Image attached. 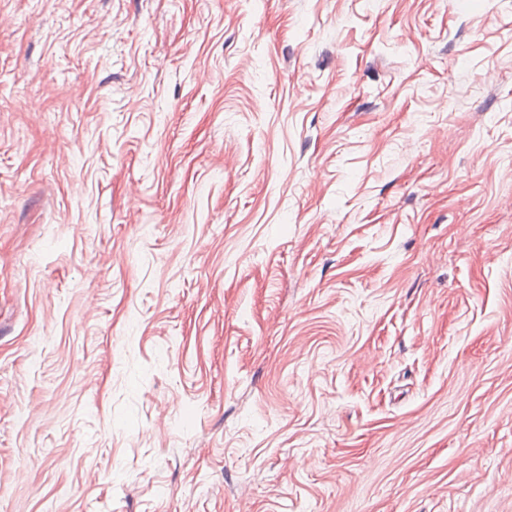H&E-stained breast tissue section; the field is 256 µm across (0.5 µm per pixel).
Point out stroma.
<instances>
[{
	"label": "stroma",
	"instance_id": "obj_1",
	"mask_svg": "<svg viewBox=\"0 0 512 512\" xmlns=\"http://www.w3.org/2000/svg\"><path fill=\"white\" fill-rule=\"evenodd\" d=\"M0 512H512V0H0Z\"/></svg>",
	"mask_w": 512,
	"mask_h": 512
}]
</instances>
